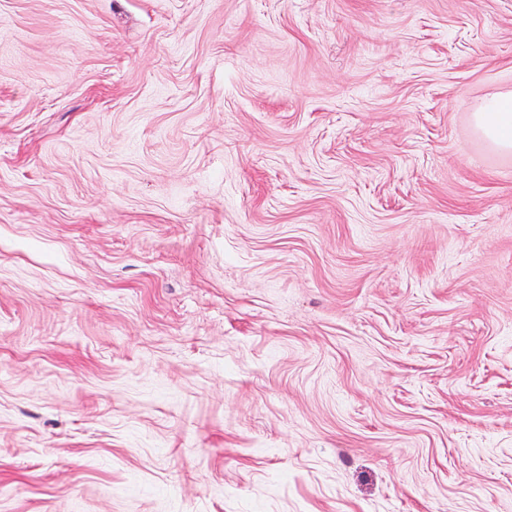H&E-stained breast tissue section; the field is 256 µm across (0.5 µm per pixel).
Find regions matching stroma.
I'll return each instance as SVG.
<instances>
[{
    "label": "stroma",
    "mask_w": 512,
    "mask_h": 512,
    "mask_svg": "<svg viewBox=\"0 0 512 512\" xmlns=\"http://www.w3.org/2000/svg\"><path fill=\"white\" fill-rule=\"evenodd\" d=\"M512 0H0V512H512ZM479 132L499 151H512V90L498 92L474 112Z\"/></svg>",
    "instance_id": "stroma-1"
}]
</instances>
